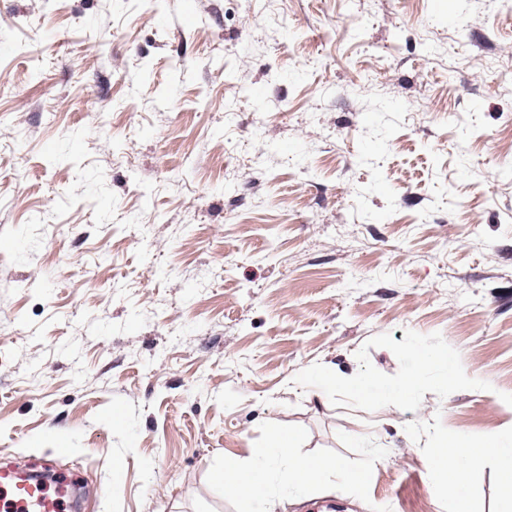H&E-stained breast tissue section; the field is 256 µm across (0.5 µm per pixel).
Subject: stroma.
Segmentation results:
<instances>
[{
  "instance_id": "1",
  "label": "stroma",
  "mask_w": 512,
  "mask_h": 512,
  "mask_svg": "<svg viewBox=\"0 0 512 512\" xmlns=\"http://www.w3.org/2000/svg\"><path fill=\"white\" fill-rule=\"evenodd\" d=\"M274 430L366 479L266 512H453L432 450L512 432V5L0 0V464L247 512Z\"/></svg>"
}]
</instances>
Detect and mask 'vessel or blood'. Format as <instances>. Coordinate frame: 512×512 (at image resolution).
<instances>
[{
  "mask_svg": "<svg viewBox=\"0 0 512 512\" xmlns=\"http://www.w3.org/2000/svg\"><path fill=\"white\" fill-rule=\"evenodd\" d=\"M72 481L58 477L53 483L27 478L13 467L0 468V512H71L67 494Z\"/></svg>",
  "mask_w": 512,
  "mask_h": 512,
  "instance_id": "obj_1",
  "label": "vessel or blood"
}]
</instances>
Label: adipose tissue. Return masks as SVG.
<instances>
[{"label": "adipose tissue", "instance_id": "1", "mask_svg": "<svg viewBox=\"0 0 512 512\" xmlns=\"http://www.w3.org/2000/svg\"><path fill=\"white\" fill-rule=\"evenodd\" d=\"M295 439L291 436L274 435L268 447L257 451L245 462L231 461L225 464L216 478L221 483L236 486L252 503L251 512H265L261 491L265 466L271 462L287 464L286 487L300 490L328 475L340 477L351 486H358L363 472L350 470L332 461H310L298 458L294 453ZM452 458L453 466L444 467V458ZM485 458L497 459L500 464V482L504 491L501 512H512V437L489 434L474 441L461 434L449 436L446 447L434 449L430 456L431 466L439 484L459 489L455 512H469L467 499L461 491L468 482L473 465Z\"/></svg>", "mask_w": 512, "mask_h": 512}]
</instances>
